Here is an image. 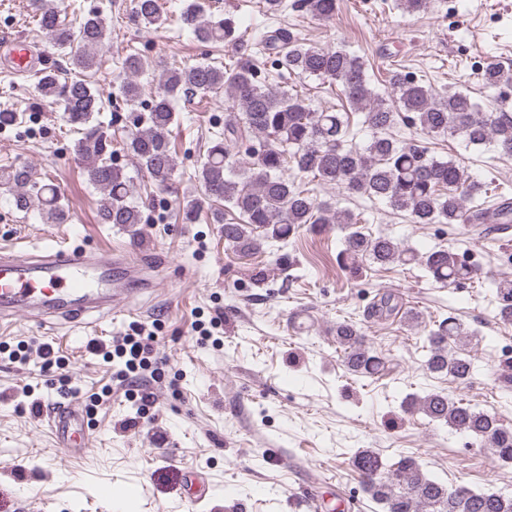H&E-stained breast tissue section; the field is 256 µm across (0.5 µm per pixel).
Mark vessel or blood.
<instances>
[{
    "label": "vessel or blood",
    "mask_w": 512,
    "mask_h": 512,
    "mask_svg": "<svg viewBox=\"0 0 512 512\" xmlns=\"http://www.w3.org/2000/svg\"><path fill=\"white\" fill-rule=\"evenodd\" d=\"M142 268L139 257L120 250L106 257L63 243L0 247V323L20 316L52 324L110 315L131 296L129 284ZM49 425L61 440L83 447L78 407H59Z\"/></svg>",
    "instance_id": "1"
}]
</instances>
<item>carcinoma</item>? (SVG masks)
<instances>
[{
    "label": "carcinoma",
    "instance_id": "cac0c4a2",
    "mask_svg": "<svg viewBox=\"0 0 512 512\" xmlns=\"http://www.w3.org/2000/svg\"><path fill=\"white\" fill-rule=\"evenodd\" d=\"M30 6L39 27L53 47L65 53L71 68L86 73L98 67L94 50L107 33L99 14H89L75 30L49 0H30ZM303 6L318 20H329L336 13V0H303ZM134 15L147 28H160L167 22L158 0H134ZM180 22L201 44L243 42L233 17L208 14L197 0L181 11ZM266 60L300 75L339 83L349 107L364 114V124L371 131L367 143L350 139L347 112H316L298 93L267 84L260 76ZM152 66L137 54L125 58L118 93L127 105L139 103L138 76ZM36 77L44 101L62 104L66 122L79 134L74 151L87 163V180L105 194L101 222L137 233L141 212L131 201L130 180L116 162L112 134L97 120L105 109L97 88L85 78L62 81L52 66L38 70ZM481 80L489 87L511 85L512 74L490 63L482 68ZM390 86L389 93L372 87L359 57L340 48L307 45L275 28L266 32L259 55L243 54L226 69L212 63L163 68L160 87L148 111L135 116L122 150L157 185H166L177 168L168 138L175 123L174 101L182 95L205 99L222 91L231 100L233 112L224 121V130L213 134L197 169L205 199L190 197L178 202L182 223L194 224L206 213L210 223L222 225L224 242L243 256L262 253L271 242L286 243L307 224L318 234L337 224L345 231L339 252L345 267L356 271L363 261L381 267L415 262L435 281L456 286L477 275L475 265L458 253L433 249L422 254L388 235L373 234L362 227L366 220L353 211L338 209L283 176L286 169H295L352 196L382 201L407 213L415 224H484L489 220L512 224L511 199L502 196L488 208L474 204L485 193L484 186L469 179L455 159L431 156L417 145L401 146L392 135L402 117L425 134L459 136L474 146L491 144L502 157L512 158V114L485 112L463 91L443 95L424 80L406 74H393ZM243 144L249 161L230 177L225 174L226 161ZM0 188L14 193L18 209L35 203L46 220L65 223L67 214L57 189L35 181L28 167L0 168ZM490 292L498 318L512 322V277L493 280ZM396 308L392 296L383 295L371 306L369 316L386 318ZM332 334L343 349L350 374L374 377L384 371L385 362L367 345L356 324L338 322ZM469 336L471 332L452 316L435 324L428 331L425 370L459 383L471 379L473 363L458 348ZM404 406L475 437L501 462H512V427L495 416L439 391L411 395ZM354 462L365 489L384 512H512V494L433 480L411 456L388 464L378 452L362 449Z\"/></svg>",
    "mask_w": 512,
    "mask_h": 512
}]
</instances>
